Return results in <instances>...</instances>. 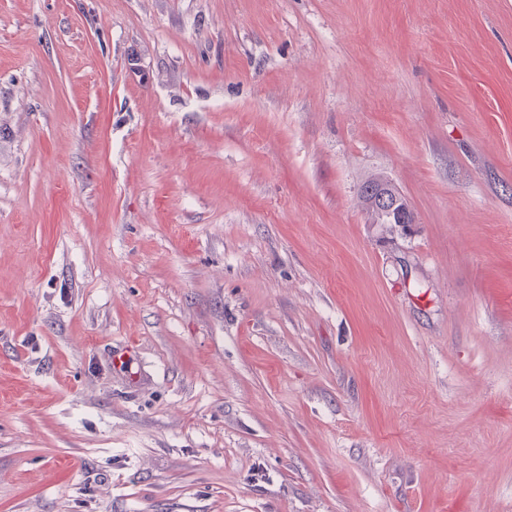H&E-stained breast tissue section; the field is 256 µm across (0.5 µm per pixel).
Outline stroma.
Segmentation results:
<instances>
[{"label":"stroma","mask_w":512,"mask_h":512,"mask_svg":"<svg viewBox=\"0 0 512 512\" xmlns=\"http://www.w3.org/2000/svg\"><path fill=\"white\" fill-rule=\"evenodd\" d=\"M0 512H512V0H0ZM360 194L372 195L375 205L384 211H394L397 213L398 219L397 224H415V216L411 213L410 209L405 205L399 206L401 203L400 197L392 192L389 188L380 185L376 187L374 185H364L360 189Z\"/></svg>","instance_id":"stroma-1"}]
</instances>
